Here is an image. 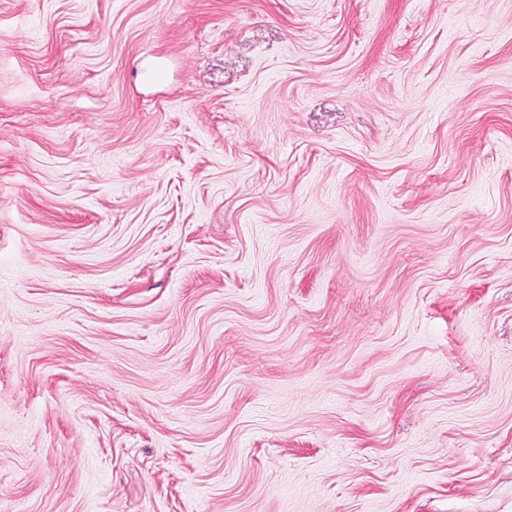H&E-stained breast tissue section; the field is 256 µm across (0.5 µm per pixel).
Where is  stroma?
<instances>
[{
  "label": "stroma",
  "instance_id": "35a3bbf8",
  "mask_svg": "<svg viewBox=\"0 0 512 512\" xmlns=\"http://www.w3.org/2000/svg\"><path fill=\"white\" fill-rule=\"evenodd\" d=\"M0 512H512V0H0Z\"/></svg>",
  "mask_w": 512,
  "mask_h": 512
}]
</instances>
